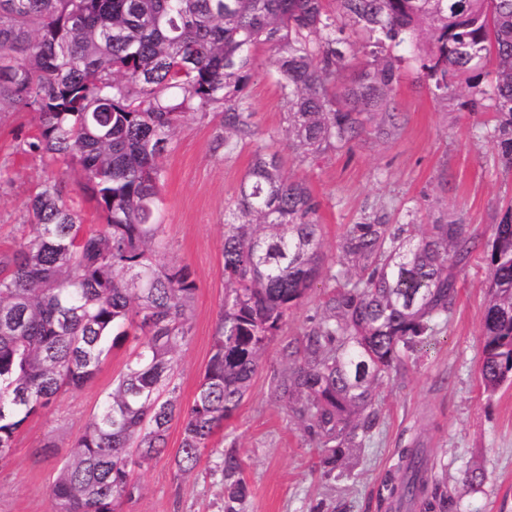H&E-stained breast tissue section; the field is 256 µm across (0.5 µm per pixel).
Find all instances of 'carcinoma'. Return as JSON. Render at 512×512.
<instances>
[{"instance_id":"obj_1","label":"carcinoma","mask_w":512,"mask_h":512,"mask_svg":"<svg viewBox=\"0 0 512 512\" xmlns=\"http://www.w3.org/2000/svg\"><path fill=\"white\" fill-rule=\"evenodd\" d=\"M423 41L420 77L444 95L462 77L476 87L492 65L493 137L511 167L512 0H0V114H34L23 151L80 166L102 219L85 231L64 181L47 178L27 203L28 231L0 255V461L30 416L85 386L104 353L136 341L58 469L54 512H123L142 492L131 467L166 452L176 418L174 465L191 473L288 313L316 289L321 316L283 345L274 394L331 471L372 433L378 387L431 345L452 311L476 248L470 226L368 215L348 225L337 270L321 251V202L277 152L257 146L224 224L212 354L184 408L172 373L197 285L186 268L157 261L160 188L187 116L216 113L227 155L254 140L245 89L257 49L275 52L288 146L305 161L342 149L372 120L377 136L392 135L397 51ZM491 230L480 359L490 394L512 381V204ZM221 472L224 512H241L248 486L235 450ZM399 472L386 483L397 505L457 512L453 493L429 488L424 449H404Z\"/></svg>"}]
</instances>
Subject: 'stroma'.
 Segmentation results:
<instances>
[{
  "label": "stroma",
  "mask_w": 512,
  "mask_h": 512,
  "mask_svg": "<svg viewBox=\"0 0 512 512\" xmlns=\"http://www.w3.org/2000/svg\"><path fill=\"white\" fill-rule=\"evenodd\" d=\"M255 58L247 94L258 143L278 151L289 175L305 179L321 201V243L327 255H339L347 225L368 214L389 224L461 222L470 226L478 248L461 274L448 321L437 327L435 348L379 387V423L362 447L353 449L344 475L322 474L315 448L289 416L286 402L271 393L274 377L284 368L282 345L320 316L322 298L316 290L290 312L241 407L187 475L174 467L182 422L172 421L167 453L133 472L142 492L130 512H224L218 464L221 452L231 448L244 462L245 512H391L380 497L382 482L401 450L416 446L424 448L436 477L456 494L458 512H512V384L490 394L478 381L483 249L500 210L512 203V169L501 164L490 136L495 124L490 100L465 86L440 97L433 83L420 78L416 53L406 54L393 91L394 134L382 139L369 131L341 151L302 163L288 147L272 54L261 49ZM33 131L31 113L0 114V252L19 240L29 195L51 176L65 181L70 201L82 210L85 230L101 224L79 187V171L23 151ZM218 132L217 118L188 116L164 159L165 248L158 261L187 266L197 284L191 332L174 369L185 406L192 403L211 356L224 307V218L253 151L247 145L225 155L215 143ZM134 346L129 340L111 350L91 382L62 391L23 424L10 460L0 463V512H53L57 470ZM476 467L485 475L483 483L463 487L466 473Z\"/></svg>",
  "instance_id": "1"
}]
</instances>
